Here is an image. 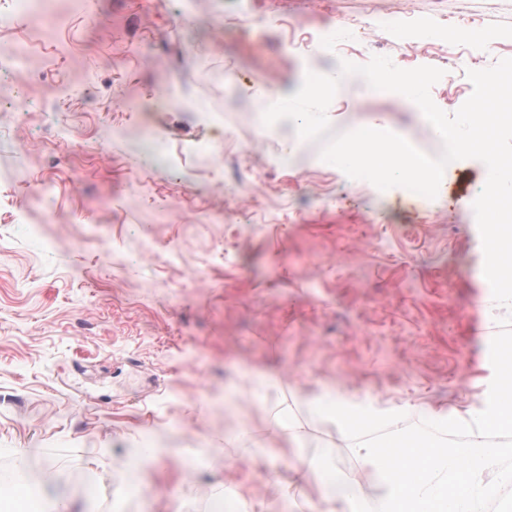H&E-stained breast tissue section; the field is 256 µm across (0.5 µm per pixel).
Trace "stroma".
<instances>
[{
	"label": "stroma",
	"mask_w": 512,
	"mask_h": 512,
	"mask_svg": "<svg viewBox=\"0 0 512 512\" xmlns=\"http://www.w3.org/2000/svg\"><path fill=\"white\" fill-rule=\"evenodd\" d=\"M391 11L416 19L409 36L374 30ZM320 22L339 47L283 53ZM375 55L443 69L431 97L454 113L467 70L512 58V0H92L31 59L56 99L0 76V170L27 174L0 185L1 476L39 466L50 512H216L221 483L248 488L249 512H288L236 439L264 434L267 401L304 424L303 457L339 463L351 449L298 390L481 404L497 332L471 203L482 162L448 164L420 199L347 177L292 121L258 130L269 94ZM328 117L443 149L357 80ZM57 124L69 142L50 155ZM44 178L47 221L29 207ZM148 433L156 460L128 477Z\"/></svg>",
	"instance_id": "1"
}]
</instances>
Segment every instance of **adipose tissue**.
<instances>
[{
    "label": "adipose tissue",
    "mask_w": 512,
    "mask_h": 512,
    "mask_svg": "<svg viewBox=\"0 0 512 512\" xmlns=\"http://www.w3.org/2000/svg\"><path fill=\"white\" fill-rule=\"evenodd\" d=\"M496 363L509 370L497 372L483 407L427 408L430 435L400 429L413 409L407 402L323 390L303 394V402L339 432L362 468L346 471L329 459L297 468L280 454V467L291 472L279 484L281 497L304 501L309 512H481L489 475L512 484V472L501 467L512 457V439L494 444L485 439L493 428L512 436V356H497ZM376 427L387 429L386 439L363 441L362 433Z\"/></svg>",
    "instance_id": "obj_1"
}]
</instances>
